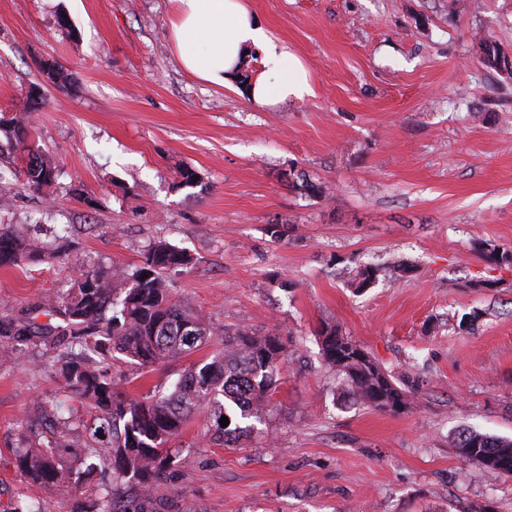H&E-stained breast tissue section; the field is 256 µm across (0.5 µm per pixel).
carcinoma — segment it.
I'll use <instances>...</instances> for the list:
<instances>
[{"label": "carcinoma", "instance_id": "cac0c4a2", "mask_svg": "<svg viewBox=\"0 0 512 512\" xmlns=\"http://www.w3.org/2000/svg\"><path fill=\"white\" fill-rule=\"evenodd\" d=\"M484 63L501 69V53L489 37L480 40ZM0 134L26 151L23 173L35 190L53 186L59 176L54 159L29 144L28 121L0 113ZM56 246L25 237L14 224H0V266H21L57 257ZM193 257L166 240L153 243L142 264L126 269L82 263L69 287L40 303L38 315L0 314V367L33 351L57 369L61 388L93 414L85 419L63 413L44 417L50 436L34 443L25 431L14 446L17 467L48 490L81 488L94 473H110L95 496L80 500L75 512H150L159 488L174 475L168 443L195 414L207 431L230 445L245 431L240 421L261 420L279 366L268 354H284L282 339L247 329L224 340V350L197 363L166 390L129 399L103 363L121 355L143 367L182 357L214 335L210 319L174 301L168 270L187 268ZM146 274L148 278L141 279ZM324 360L343 374L353 394L382 411L408 405L381 364L355 357L357 344L328 323L318 330ZM229 424L221 426V417ZM457 448L467 460L512 476V440L462 431Z\"/></svg>", "mask_w": 512, "mask_h": 512}]
</instances>
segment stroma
Returning <instances> with one entry per match:
<instances>
[{"mask_svg": "<svg viewBox=\"0 0 512 512\" xmlns=\"http://www.w3.org/2000/svg\"><path fill=\"white\" fill-rule=\"evenodd\" d=\"M308 67L314 96L259 106L252 58L217 86L185 71L175 0H0V110L31 114L61 169L29 187L0 136V224L68 228L70 255L0 267V313L66 287L85 260L141 264L164 239L193 256L175 301L216 334L157 366L116 361L139 398L209 360L222 332L279 335L287 358L265 423L236 445L192 417L170 446L159 512H512V479L463 459L465 430L512 439V0H245ZM51 58L69 84L43 85ZM189 167L202 182L179 187ZM283 237H275L273 225ZM404 276H396L398 265ZM377 267L370 287L353 278ZM336 325L410 396L381 411L346 394L316 329ZM31 355L0 368V512H75V493L27 481L22 423L73 406Z\"/></svg>", "mask_w": 512, "mask_h": 512, "instance_id": "35a3bbf8", "label": "stroma"}]
</instances>
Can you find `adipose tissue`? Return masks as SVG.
<instances>
[{"mask_svg":"<svg viewBox=\"0 0 512 512\" xmlns=\"http://www.w3.org/2000/svg\"><path fill=\"white\" fill-rule=\"evenodd\" d=\"M171 34L182 67L197 78L222 85L239 74L249 52H263L272 77L258 76L248 87L260 106L312 95L300 58L278 43L244 0H177Z\"/></svg>","mask_w":512,"mask_h":512,"instance_id":"obj_1","label":"adipose tissue"}]
</instances>
